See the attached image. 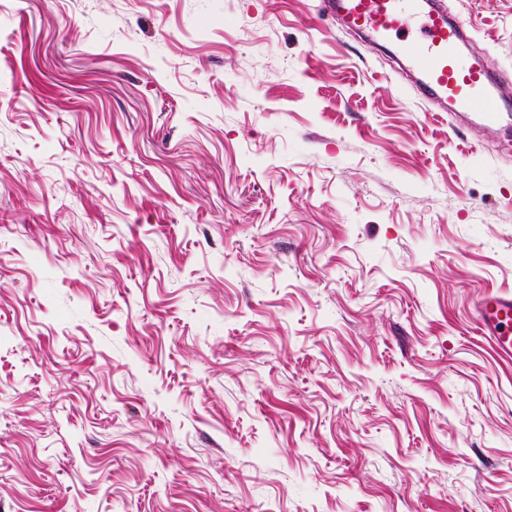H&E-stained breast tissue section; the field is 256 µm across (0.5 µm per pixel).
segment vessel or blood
Returning a JSON list of instances; mask_svg holds the SVG:
<instances>
[{
    "instance_id": "vessel-or-blood-1",
    "label": "vessel or blood",
    "mask_w": 512,
    "mask_h": 512,
    "mask_svg": "<svg viewBox=\"0 0 512 512\" xmlns=\"http://www.w3.org/2000/svg\"><path fill=\"white\" fill-rule=\"evenodd\" d=\"M329 14L354 31L380 39L399 37L404 67L416 76V88L434 103L451 104L456 111L477 113L482 124L497 127L507 109L501 78L481 56L461 58L463 23L448 17L437 0H323ZM418 19L417 35L400 38L407 21ZM478 324L504 355L512 356V294L492 292L477 308Z\"/></svg>"
}]
</instances>
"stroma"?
<instances>
[{
  "mask_svg": "<svg viewBox=\"0 0 512 512\" xmlns=\"http://www.w3.org/2000/svg\"><path fill=\"white\" fill-rule=\"evenodd\" d=\"M490 291L512 115L322 0H0V512H512Z\"/></svg>",
  "mask_w": 512,
  "mask_h": 512,
  "instance_id": "stroma-1",
  "label": "stroma"
}]
</instances>
